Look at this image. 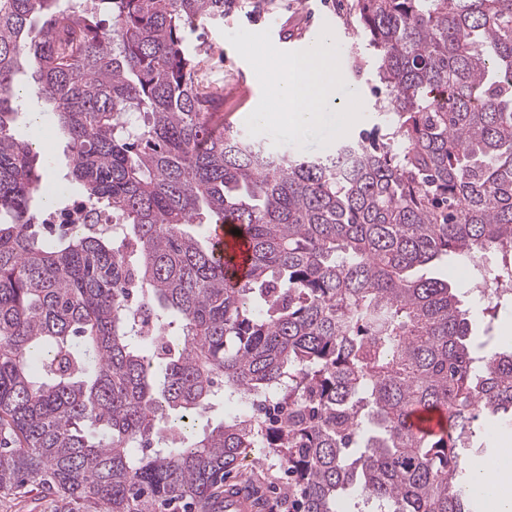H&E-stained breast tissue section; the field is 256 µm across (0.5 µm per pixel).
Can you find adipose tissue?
Segmentation results:
<instances>
[{
    "label": "adipose tissue",
    "instance_id": "1",
    "mask_svg": "<svg viewBox=\"0 0 512 512\" xmlns=\"http://www.w3.org/2000/svg\"><path fill=\"white\" fill-rule=\"evenodd\" d=\"M332 32H323L308 56L284 55L274 60L272 93L287 101L288 122L297 128L319 123L336 105V86L326 77L332 65Z\"/></svg>",
    "mask_w": 512,
    "mask_h": 512
}]
</instances>
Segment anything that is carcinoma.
Here are the masks:
<instances>
[{"label": "carcinoma", "mask_w": 512, "mask_h": 512, "mask_svg": "<svg viewBox=\"0 0 512 512\" xmlns=\"http://www.w3.org/2000/svg\"><path fill=\"white\" fill-rule=\"evenodd\" d=\"M357 9L389 122L309 159L212 132L224 97L186 31L224 0H0V494L211 512L260 448L296 512H476L512 351L473 342L423 269L494 249L512 276V0ZM26 67L119 233L32 223L50 196L11 132ZM218 222L248 243L240 275L196 232ZM244 396L287 416L211 424ZM416 410L446 429L415 431Z\"/></svg>", "instance_id": "1"}]
</instances>
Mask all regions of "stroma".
I'll return each mask as SVG.
<instances>
[{
	"mask_svg": "<svg viewBox=\"0 0 512 512\" xmlns=\"http://www.w3.org/2000/svg\"><path fill=\"white\" fill-rule=\"evenodd\" d=\"M303 22L309 23L313 35L324 29L334 32L336 67L359 90L358 96L341 98L336 108L337 119L344 122L338 135L325 121L296 131L282 115H268L261 121L255 118L268 99V74L246 53V45L253 36H262L266 56L276 58L290 50L279 30ZM188 42L206 53V80L224 97L222 111L212 119L216 132L244 136L283 155L316 158L333 149L340 138L372 130L384 120L376 105L384 96L377 77L378 61L359 26L355 0H224L223 19L199 24ZM435 273L456 287L475 335L491 331L500 349L512 348V294H501L492 312L487 300L471 291L465 259L439 264ZM224 480L256 494L261 512H279V502L288 490L284 466L253 454Z\"/></svg>",
	"mask_w": 512,
	"mask_h": 512,
	"instance_id": "35a3bbf8",
	"label": "stroma"
}]
</instances>
